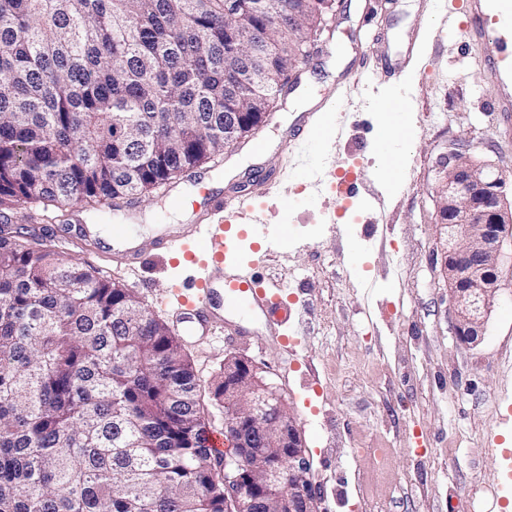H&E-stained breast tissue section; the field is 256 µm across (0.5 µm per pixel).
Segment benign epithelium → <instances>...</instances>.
I'll use <instances>...</instances> for the list:
<instances>
[{
	"label": "benign epithelium",
	"mask_w": 512,
	"mask_h": 512,
	"mask_svg": "<svg viewBox=\"0 0 512 512\" xmlns=\"http://www.w3.org/2000/svg\"><path fill=\"white\" fill-rule=\"evenodd\" d=\"M512 174L474 160L464 147L448 155L436 187L437 244L443 258L455 336L481 341L498 291L503 246L512 243V209L504 192ZM282 419L269 417L270 410ZM224 512H321L308 486L307 448L296 416L279 388L248 360L224 358ZM275 448L288 458V473L260 452ZM288 483V491L280 485Z\"/></svg>",
	"instance_id": "benign-epithelium-1"
}]
</instances>
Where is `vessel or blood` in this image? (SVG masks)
Here are the masks:
<instances>
[{"label": "vessel or blood", "mask_w": 512, "mask_h": 512, "mask_svg": "<svg viewBox=\"0 0 512 512\" xmlns=\"http://www.w3.org/2000/svg\"><path fill=\"white\" fill-rule=\"evenodd\" d=\"M463 10L471 40L487 49L485 77L498 88L493 109L511 117L512 0H463ZM190 181L201 196L194 223L161 225L148 241L121 224L113 225L108 237L97 224H69L64 233L98 241L113 261L128 267L155 255L205 268L204 276L178 283L172 291L179 305L176 326L187 335H215L241 308L260 316L271 335H279L295 316L283 284L261 276L255 265L238 264L233 252L238 232L246 227L257 235L260 255L282 249L286 225L267 223L263 209L237 203L233 193L214 191L203 176L191 175Z\"/></svg>", "instance_id": "vessel-or-blood-1"}]
</instances>
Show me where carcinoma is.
<instances>
[{
    "mask_svg": "<svg viewBox=\"0 0 512 512\" xmlns=\"http://www.w3.org/2000/svg\"><path fill=\"white\" fill-rule=\"evenodd\" d=\"M333 0H0V512H224L200 384L130 288L14 223L257 129Z\"/></svg>",
    "mask_w": 512,
    "mask_h": 512,
    "instance_id": "cac0c4a2",
    "label": "carcinoma"
}]
</instances>
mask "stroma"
<instances>
[{
	"mask_svg": "<svg viewBox=\"0 0 512 512\" xmlns=\"http://www.w3.org/2000/svg\"><path fill=\"white\" fill-rule=\"evenodd\" d=\"M335 0L324 28L292 75L265 123L199 172L225 192L262 177L279 181L265 205L267 221L290 226L288 250L266 257L259 271L282 281L295 300L298 326L292 352L269 341L250 315L239 322L248 338L223 335L180 342L200 380L212 430L224 413L211 383L224 357L256 366L280 389L297 416L308 449L309 488L322 512H490L491 492L505 480L488 456L499 439L512 450V429L500 420L512 390V246H505L499 290L482 340L458 342L448 288L436 249L435 187L452 143L472 158L512 171V136L492 110L496 86L483 78L484 48L468 42L457 0ZM418 34L420 58L398 85L355 80L358 57L399 61ZM400 96L411 112L409 148L394 145L402 166L393 189L378 181L386 159L375 101ZM338 119L331 141L286 147L285 129L305 112ZM263 139L264 153L252 144ZM360 182L354 197L337 193L340 171ZM173 192L153 191L136 205L142 238L157 224H190L183 204L195 190L174 179ZM291 206H283L282 198ZM101 222L92 207L66 208L59 220L28 208L18 221L46 228L56 251L90 265L101 278L133 289L167 324L174 284L191 271L164 259L136 272L106 270L84 244L57 234L58 224ZM359 448H385L378 462Z\"/></svg>",
	"mask_w": 512,
	"mask_h": 512,
	"instance_id": "obj_1",
	"label": "stroma"
}]
</instances>
